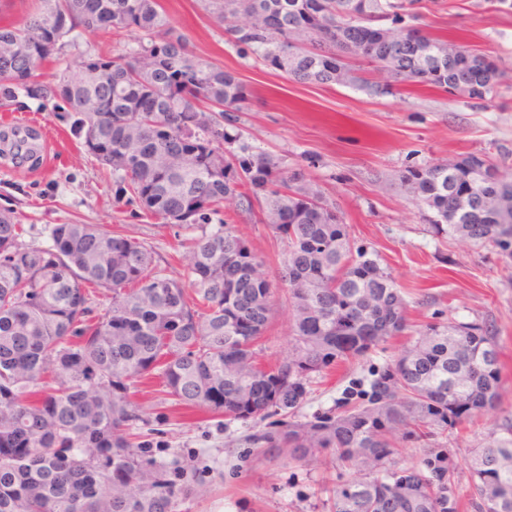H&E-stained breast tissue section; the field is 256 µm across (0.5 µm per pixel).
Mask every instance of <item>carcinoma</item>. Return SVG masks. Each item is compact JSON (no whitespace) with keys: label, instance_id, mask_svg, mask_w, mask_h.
<instances>
[{"label":"carcinoma","instance_id":"cac0c4a2","mask_svg":"<svg viewBox=\"0 0 512 512\" xmlns=\"http://www.w3.org/2000/svg\"><path fill=\"white\" fill-rule=\"evenodd\" d=\"M244 55L298 82L347 84L388 94L403 83L469 99L496 92L491 56L464 50L413 25L419 0H200ZM20 22L0 24V105L22 88L51 93L77 115L96 160L112 168L115 197L197 232L184 255L185 283L158 268L143 242L97 224H55L51 243L22 242V227L0 213V512H176L189 491L184 471L148 455L131 427L143 420L131 394L157 379L166 399L226 420L263 421L268 450L305 461L322 449L355 476L328 490L331 512H450L448 468L431 475L391 468L393 435L414 425L443 434L500 401V358L489 323L428 325L367 404L302 422L295 414L314 375L366 355L405 333L404 299L378 255L353 248L336 207L272 156L224 152V128L251 96L238 75L193 54L159 0H35ZM134 28L137 49L88 56L45 89L30 83L76 31ZM383 82L357 76L349 61ZM95 96L97 112L80 102ZM35 130L0 131V158L40 164ZM399 180L431 212L439 231L464 243L512 250V171L467 157L410 167ZM259 206L284 244L281 281L293 346L275 367L259 362L273 291L263 261L234 225L207 231L226 208ZM107 298L95 306L97 292ZM193 292L188 300L187 292ZM511 436L490 433L471 458L472 488L484 512H512L498 488L512 485Z\"/></svg>","mask_w":512,"mask_h":512}]
</instances>
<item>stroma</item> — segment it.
<instances>
[{
    "instance_id": "obj_1",
    "label": "stroma",
    "mask_w": 512,
    "mask_h": 512,
    "mask_svg": "<svg viewBox=\"0 0 512 512\" xmlns=\"http://www.w3.org/2000/svg\"><path fill=\"white\" fill-rule=\"evenodd\" d=\"M161 3L197 56L235 71L250 86L252 95L228 132L286 168L303 169L340 211L355 244L378 254L407 303L405 335L316 377L299 417L335 413L358 401L391 366L407 338L427 324L494 325L503 364L497 408L432 443L398 436L393 456L398 466L410 467L444 455L454 512H479L471 496L470 451L488 433L502 436L512 425V258L497 247L469 246L435 230L397 176L409 167L451 164L468 156L512 167V10H495L490 0H421L423 32L490 55L502 69L496 94L475 104L417 85L380 95L349 85L300 83L241 57L200 0ZM137 46L134 32L119 37L79 33L74 44L53 57L42 80L51 82L53 74L77 67L87 54L113 55ZM0 120L43 133L38 168L20 171L0 164V211H11L23 225L26 244L48 246L56 224H99L144 241L168 277L185 278L181 242L189 230L147 215L138 205L115 202L112 172L88 153L71 114L22 92L0 109ZM223 217L266 264L275 296L261 363L282 362L292 344L291 314L280 296L283 245L259 213L228 209ZM134 399L147 419L139 431L151 456L163 464L180 463L193 480L194 492L179 499L177 512H328L327 487L353 475L328 450L311 464L273 456L254 441L266 422L226 425L169 406L158 383L139 386Z\"/></svg>"
}]
</instances>
